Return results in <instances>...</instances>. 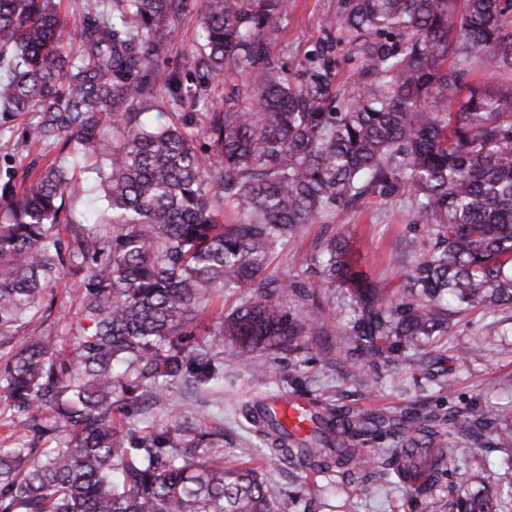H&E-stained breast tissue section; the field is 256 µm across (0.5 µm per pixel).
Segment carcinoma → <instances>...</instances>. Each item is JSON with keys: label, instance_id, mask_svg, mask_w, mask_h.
I'll use <instances>...</instances> for the list:
<instances>
[{"label": "carcinoma", "instance_id": "cac0c4a2", "mask_svg": "<svg viewBox=\"0 0 512 512\" xmlns=\"http://www.w3.org/2000/svg\"><path fill=\"white\" fill-rule=\"evenodd\" d=\"M183 0H100L73 56L57 0H0V136L28 114L26 135L62 139L107 163L106 206L75 227L65 252L60 222L68 171L41 168L23 190L0 183V403L15 443L0 448V512H291L251 467L228 468L220 439L178 423L114 425L113 415L165 397L171 382L215 378L229 339L239 361L295 350L324 335L316 286L268 272L304 224L381 208L405 194L424 243L403 283L376 288L350 273L348 244L322 237L321 288H347L356 316L346 355L369 380L395 351L443 355L450 318L512 307V84L474 86V72L512 73V0H342L336 41L353 45L356 79L332 86L329 69L301 85L280 76L264 39L288 0H203L195 64L200 81L152 67L166 53ZM244 75L245 105L192 132L148 125L135 105L207 100L211 76ZM122 122L119 141L103 119ZM211 141L215 160L198 153ZM234 219L220 222V203ZM86 271L68 353L51 336L14 339L60 268ZM254 292L205 330L215 293ZM299 294L298 315L279 301ZM271 463L315 468L339 481L406 487L433 512H509L512 489L482 484L440 497L462 446L512 442V406L406 407L389 417L344 406L311 411L314 427L286 431L268 405L245 406ZM394 436L377 466L364 444Z\"/></svg>", "mask_w": 512, "mask_h": 512}]
</instances>
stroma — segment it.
I'll return each instance as SVG.
<instances>
[{
    "label": "stroma",
    "instance_id": "stroma-1",
    "mask_svg": "<svg viewBox=\"0 0 512 512\" xmlns=\"http://www.w3.org/2000/svg\"><path fill=\"white\" fill-rule=\"evenodd\" d=\"M341 0H289L287 16L281 18L265 45L269 57L282 67L285 77L295 83L304 82L320 68H329L336 83L353 79L356 60L351 45L336 40V17ZM201 0H186V6L175 23L176 34L165 55L155 58L154 66L165 73L176 74L183 86H195L198 74L190 56L197 39ZM242 83L234 71L228 70L209 80L208 102L198 105L166 104L149 107L144 122H155L158 115L195 128L209 126L214 113L234 104L235 91ZM69 167L71 180L65 196L69 222L57 224L54 233L63 245H73L72 221L80 220L89 194L96 184L83 169L73 167L72 154L55 148L53 143L28 142L22 126L0 138V175L12 172L23 181L30 162L40 155ZM336 233L349 240L354 272L392 289L403 282L404 264L414 257L410 243L420 241L425 229L414 221L411 203L406 196L396 197L385 209L338 214L332 224ZM322 227L306 225L292 246L277 252L270 266L276 275L308 285L320 280L315 261ZM80 277L62 270L44 295L51 303L50 311L39 312L29 320L23 336L49 334L59 345L71 344L69 323L75 318L80 299ZM320 311L327 334L320 344H307L294 351H270L262 354L265 374H257L225 354L219 368L222 387L207 382L174 384L170 395L179 405L178 423L196 430L224 431L223 452L231 458H245L266 481L274 498L289 497L294 512H424L426 500L409 489L393 486L369 488L354 493L352 486L336 481L315 470L300 469L280 463L268 465L262 442L251 432L241 411L245 404L272 400L287 404L291 400H308L320 406L345 405L354 409L395 411L407 404L425 400L431 405L479 407L490 409L496 404L512 402V309L484 317L473 312L456 316L448 331V344L459 349L472 339L481 338L482 351L459 364L445 358L421 374L413 366L408 353L392 354L382 364L372 384H363L344 358L343 332L354 318L353 303L342 288L326 289ZM502 448H470L466 462L451 465L441 481L442 489L464 490L479 484L504 487L512 483V469L504 464Z\"/></svg>",
    "mask_w": 512,
    "mask_h": 512
}]
</instances>
